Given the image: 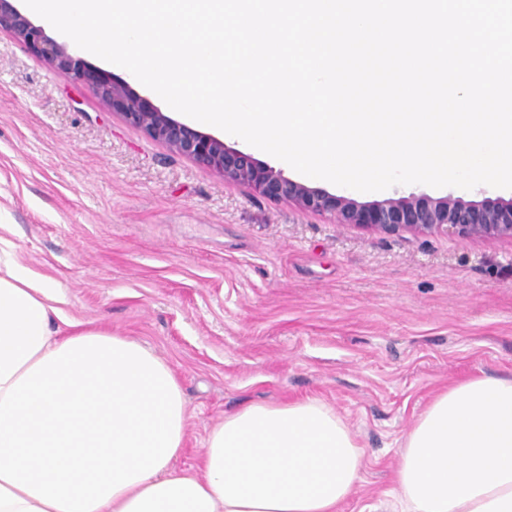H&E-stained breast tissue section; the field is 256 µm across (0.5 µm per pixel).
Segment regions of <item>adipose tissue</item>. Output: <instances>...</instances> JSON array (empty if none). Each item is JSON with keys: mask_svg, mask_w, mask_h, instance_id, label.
I'll return each mask as SVG.
<instances>
[{"mask_svg": "<svg viewBox=\"0 0 512 512\" xmlns=\"http://www.w3.org/2000/svg\"><path fill=\"white\" fill-rule=\"evenodd\" d=\"M0 234V512H337L362 447L316 398L225 414L186 469L172 366L70 319ZM400 512H512V378L441 392L404 436Z\"/></svg>", "mask_w": 512, "mask_h": 512, "instance_id": "adipose-tissue-1", "label": "adipose tissue"}]
</instances>
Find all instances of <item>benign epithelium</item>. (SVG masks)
<instances>
[{
    "mask_svg": "<svg viewBox=\"0 0 512 512\" xmlns=\"http://www.w3.org/2000/svg\"><path fill=\"white\" fill-rule=\"evenodd\" d=\"M2 32L11 34L30 53L89 88L104 107L148 138L261 198L328 215L336 224L387 235L446 232L477 240L512 239V199L476 202L453 194L436 198L409 194L362 202L349 195L330 194L292 180L275 168L258 163L250 154L226 146L223 140L172 119L149 96L115 81L110 72L82 59L76 48L48 36L15 7L14 0H0Z\"/></svg>",
    "mask_w": 512,
    "mask_h": 512,
    "instance_id": "1",
    "label": "benign epithelium"
}]
</instances>
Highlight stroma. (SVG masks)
<instances>
[{"instance_id":"stroma-1","label":"stroma","mask_w":512,"mask_h":512,"mask_svg":"<svg viewBox=\"0 0 512 512\" xmlns=\"http://www.w3.org/2000/svg\"><path fill=\"white\" fill-rule=\"evenodd\" d=\"M0 222L68 317L174 368L194 464L224 414L318 398L366 451L340 512H395L432 398L512 377V240L388 236L260 198L170 152L0 33Z\"/></svg>"}]
</instances>
